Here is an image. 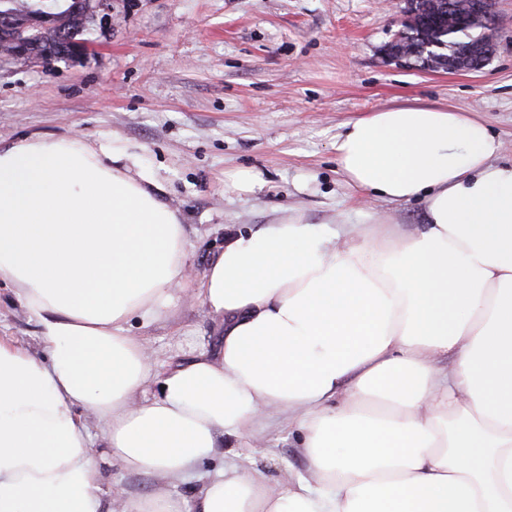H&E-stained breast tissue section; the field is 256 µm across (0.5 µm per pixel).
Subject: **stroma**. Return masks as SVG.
<instances>
[{"label": "stroma", "mask_w": 512, "mask_h": 512, "mask_svg": "<svg viewBox=\"0 0 512 512\" xmlns=\"http://www.w3.org/2000/svg\"><path fill=\"white\" fill-rule=\"evenodd\" d=\"M495 14L493 57L454 72L386 56L400 25L383 0H112L85 57H0V142L119 140L180 210L192 276L168 314L138 330L163 368L221 344L223 321L198 292L230 231L293 208L315 225L358 222L361 196L333 149L343 124L398 106L476 112L512 158V0H496ZM241 169L260 190L230 187ZM0 338L42 352L35 320L4 287ZM298 445L281 425L259 431L247 454L272 473L302 474Z\"/></svg>", "instance_id": "35a3bbf8"}]
</instances>
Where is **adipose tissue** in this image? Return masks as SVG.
<instances>
[{"instance_id": "ef3b65f1", "label": "adipose tissue", "mask_w": 512, "mask_h": 512, "mask_svg": "<svg viewBox=\"0 0 512 512\" xmlns=\"http://www.w3.org/2000/svg\"><path fill=\"white\" fill-rule=\"evenodd\" d=\"M333 149L364 198L420 201L418 227L230 232L199 291L222 348L159 372L132 323L190 275L179 210L119 141L0 146V286L45 351L0 340V512H512V161L446 107L369 113ZM281 420L305 475L225 463ZM106 464L168 490H103Z\"/></svg>"}]
</instances>
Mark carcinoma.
Masks as SVG:
<instances>
[{"label":"carcinoma","mask_w":512,"mask_h":512,"mask_svg":"<svg viewBox=\"0 0 512 512\" xmlns=\"http://www.w3.org/2000/svg\"><path fill=\"white\" fill-rule=\"evenodd\" d=\"M85 0H71L67 8L48 12L32 0H0V15L10 18L12 30H27L30 59L65 58L73 56L74 47L89 41L87 35L93 14ZM396 45L417 54L426 63L443 68L448 60L464 55L472 48V38L464 30H448V18L428 28L404 25L396 37Z\"/></svg>","instance_id":"obj_1"}]
</instances>
